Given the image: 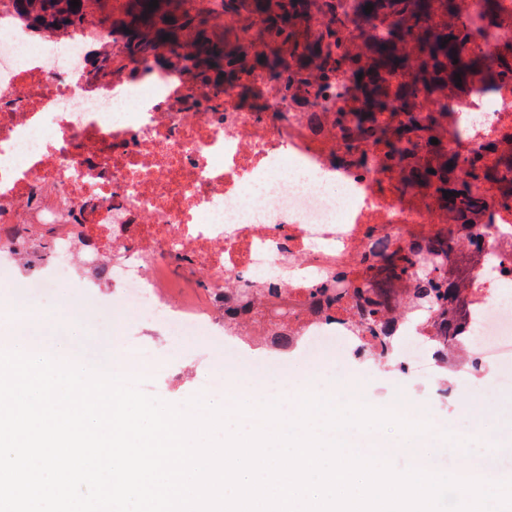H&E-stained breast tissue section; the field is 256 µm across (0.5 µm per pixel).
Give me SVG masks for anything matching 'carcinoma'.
Here are the masks:
<instances>
[{"label":"carcinoma","mask_w":512,"mask_h":512,"mask_svg":"<svg viewBox=\"0 0 512 512\" xmlns=\"http://www.w3.org/2000/svg\"><path fill=\"white\" fill-rule=\"evenodd\" d=\"M20 16L45 33L67 38L92 17L91 5L106 0H12ZM119 0L107 19L122 30L120 39L103 43L102 61L94 77L109 74L115 56L145 63L157 56L206 86V109L217 112L224 84L239 85L248 101L253 89L242 82L258 68L291 94L316 89L334 97L330 118L345 138L343 159L365 162L362 144L379 148L383 167L401 176L403 196L420 195L451 213L453 233L428 241L396 244L387 237L375 240L363 263L365 274L346 288H316L327 317L356 309L365 337L363 354L386 357L394 350L388 335V313L404 306L436 313L441 335L435 345L455 340L468 310L459 284L470 273L463 258H451L454 245L467 249L464 229L487 223L496 209L512 210V152L481 150L463 158L448 152L436 130L448 125V101L472 92H490L512 83V38L497 41L493 57L480 47L466 48L472 33L495 35L512 30V11L501 0H480L479 14L461 15L458 0H355L368 24L363 40L368 60L345 46L348 20L336 9L337 0ZM372 5L366 12L365 6ZM328 19L315 27L316 15ZM232 18L238 26L224 38L221 22ZM168 39H163V36ZM351 86L337 83L340 74ZM438 143H431V139ZM451 196L444 197V192ZM261 289L243 284L222 305L250 313ZM275 304L279 318L272 323L275 346L296 347L299 337L288 331V313Z\"/></svg>","instance_id":"cac0c4a2"}]
</instances>
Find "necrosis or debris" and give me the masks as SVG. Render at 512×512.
<instances>
[{"label":"necrosis or debris","instance_id":"obj_1","mask_svg":"<svg viewBox=\"0 0 512 512\" xmlns=\"http://www.w3.org/2000/svg\"><path fill=\"white\" fill-rule=\"evenodd\" d=\"M104 28L89 23L56 41L30 28L0 0V273L23 262L18 239L51 229L52 279L12 286L34 304L55 282L107 279L120 311L160 309L161 330L192 340L214 326L213 313L243 282L277 289L312 353L341 339L363 340L351 318L324 320L313 288L362 278L372 238L431 239L447 216L407 202L397 172L380 164L340 166L344 142L325 101L283 96L265 73L246 80L260 94L244 107L236 85L219 111H204L199 88L166 63H115L94 79ZM469 126L448 131L458 143L500 145L512 128V95L454 101ZM488 255L466 281L467 337L427 346L432 368L447 358L494 367L512 363V210L474 225ZM188 256L202 302L172 292L173 255Z\"/></svg>","mask_w":512,"mask_h":512}]
</instances>
